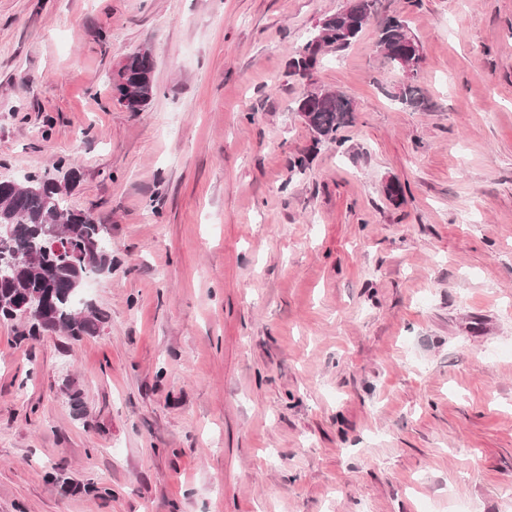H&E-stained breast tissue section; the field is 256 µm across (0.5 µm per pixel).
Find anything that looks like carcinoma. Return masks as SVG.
<instances>
[{
  "mask_svg": "<svg viewBox=\"0 0 512 512\" xmlns=\"http://www.w3.org/2000/svg\"><path fill=\"white\" fill-rule=\"evenodd\" d=\"M377 0H350L351 14L360 18L357 28L346 32L344 12L322 20L305 38L290 62L293 74L307 73L306 58L327 51H342L375 20ZM419 45L405 20L387 17L378 22L377 46L388 62L402 70L404 43ZM153 63L148 50L126 57L112 82V96L131 112L141 111L154 93ZM140 84L134 92L128 86ZM400 103L426 108L420 89L411 84L397 96ZM316 144L341 148L343 132L354 124V101L343 93L308 91L296 101ZM45 191L29 193L12 181H0V224L11 225V234L0 237V317L19 319L33 336L40 331L63 330L71 339L98 332L105 314L87 312L76 304L74 283L89 274L112 270V248L89 211L71 210L61 201L59 181L42 177Z\"/></svg>",
  "mask_w": 512,
  "mask_h": 512,
  "instance_id": "1",
  "label": "carcinoma"
}]
</instances>
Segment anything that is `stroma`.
<instances>
[{
    "mask_svg": "<svg viewBox=\"0 0 512 512\" xmlns=\"http://www.w3.org/2000/svg\"><path fill=\"white\" fill-rule=\"evenodd\" d=\"M345 4L0 0V180L112 244L97 334L0 320V512H512V0H379L424 110L373 24L291 74ZM314 88L355 123L293 172ZM409 40L421 50V45L411 33L405 20L397 17H387L378 22L377 46L388 62L398 70H404L402 53L404 43ZM148 50H138L126 57L119 67L113 82L112 96L116 102L130 112H140L150 101L154 93L152 81L153 63ZM118 76L119 79H116ZM126 77L128 85L140 83V88L129 92L130 87L121 82Z\"/></svg>",
    "mask_w": 512,
    "mask_h": 512,
    "instance_id": "1",
    "label": "stroma"
}]
</instances>
